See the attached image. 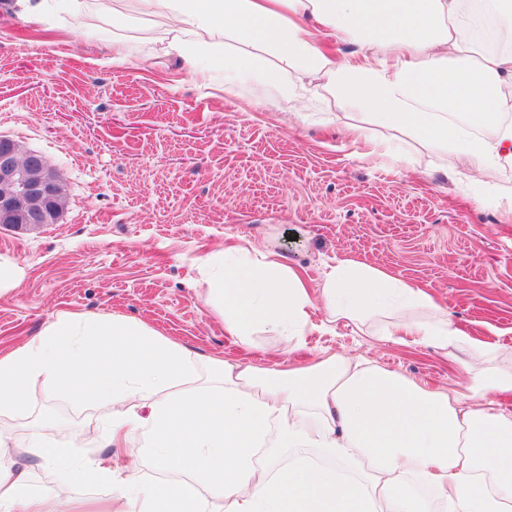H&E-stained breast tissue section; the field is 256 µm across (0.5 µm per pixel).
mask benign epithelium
Segmentation results:
<instances>
[{
  "label": "benign epithelium",
  "instance_id": "benign-epithelium-1",
  "mask_svg": "<svg viewBox=\"0 0 512 512\" xmlns=\"http://www.w3.org/2000/svg\"><path fill=\"white\" fill-rule=\"evenodd\" d=\"M61 195L59 173L41 153H22L0 137V228L33 231L57 223Z\"/></svg>",
  "mask_w": 512,
  "mask_h": 512
}]
</instances>
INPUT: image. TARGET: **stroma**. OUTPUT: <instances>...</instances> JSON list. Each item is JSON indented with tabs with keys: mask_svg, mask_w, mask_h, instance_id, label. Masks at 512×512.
<instances>
[{
	"mask_svg": "<svg viewBox=\"0 0 512 512\" xmlns=\"http://www.w3.org/2000/svg\"><path fill=\"white\" fill-rule=\"evenodd\" d=\"M0 0V135L59 169L64 216L38 232L0 229V257L21 269L0 294V342L38 335L63 313L120 314L188 347L258 368L300 367L332 354L367 357L381 369L474 404L472 376L440 349L374 336L371 325L322 328L301 349L257 331L235 344L206 302L204 257L226 238L250 257L268 252L301 268L310 284L327 264L350 259L431 292L471 336L493 342L492 368L512 371V169L477 166L435 144L372 125L353 141L354 115L314 80L284 91L251 81L237 96L196 81L165 56L160 26L120 0L124 23L109 35L130 46L109 64L105 39L71 19L48 29ZM104 412L33 385L28 411L0 416L18 469L63 500L104 502L100 487L74 493L30 455L31 435L55 422L52 440L83 459L136 466L159 477L150 457L91 445Z\"/></svg>",
	"mask_w": 512,
	"mask_h": 512,
	"instance_id": "35a3bbf8",
	"label": "stroma"
}]
</instances>
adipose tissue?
<instances>
[{"instance_id":"obj_1","label":"adipose tissue","mask_w":512,"mask_h":512,"mask_svg":"<svg viewBox=\"0 0 512 512\" xmlns=\"http://www.w3.org/2000/svg\"><path fill=\"white\" fill-rule=\"evenodd\" d=\"M161 24L165 52L208 85L237 94L252 77L286 74L292 85L324 78L366 124L412 134L480 164L512 166V50L464 53L470 0H135ZM17 14L49 25L87 14V0H15ZM244 44L229 53L225 40ZM362 52L339 56L337 43ZM237 250L209 254L210 306L241 344L266 330L297 342L307 310L327 324L381 322L384 338L413 336L470 361L497 356L472 339L422 287L342 259L309 286L276 254L241 265ZM420 309L431 319L417 318ZM214 385L192 383L178 342L120 315L64 313L38 336L0 347V414L22 411L34 382L77 402L114 406L99 433L150 455L162 479L147 483L33 438L45 467L75 487L109 486L103 512H512V371L474 374L485 404L458 399L340 355L288 369L208 358ZM314 448L320 460L288 465L266 446ZM13 437L0 429V512H48L14 469Z\"/></svg>"}]
</instances>
